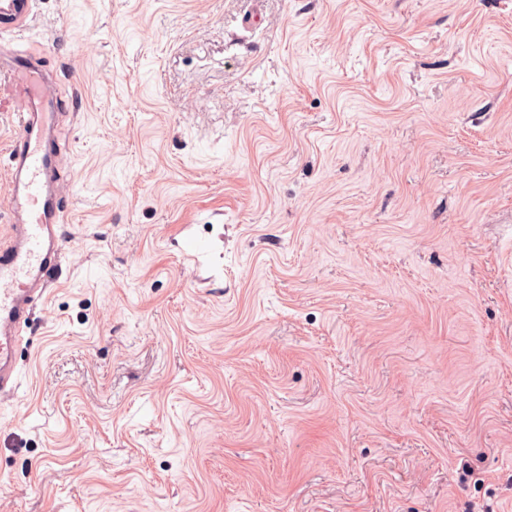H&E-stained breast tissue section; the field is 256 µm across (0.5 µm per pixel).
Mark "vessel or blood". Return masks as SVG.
<instances>
[{
	"label": "vessel or blood",
	"mask_w": 512,
	"mask_h": 512,
	"mask_svg": "<svg viewBox=\"0 0 512 512\" xmlns=\"http://www.w3.org/2000/svg\"><path fill=\"white\" fill-rule=\"evenodd\" d=\"M7 74H0V112L15 113L17 134L10 145L12 201L10 221L15 228L9 248L0 249V394L14 390L18 375L16 351L22 325L62 265L60 223L63 209L54 180L50 139L51 115L45 107L46 85L28 51L25 29L11 26Z\"/></svg>",
	"instance_id": "1"
}]
</instances>
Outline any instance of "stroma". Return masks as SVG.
Returning <instances> with one entry per match:
<instances>
[{"mask_svg": "<svg viewBox=\"0 0 512 512\" xmlns=\"http://www.w3.org/2000/svg\"><path fill=\"white\" fill-rule=\"evenodd\" d=\"M23 25L66 259L0 398V512H512V0Z\"/></svg>", "mask_w": 512, "mask_h": 512, "instance_id": "1", "label": "stroma"}]
</instances>
